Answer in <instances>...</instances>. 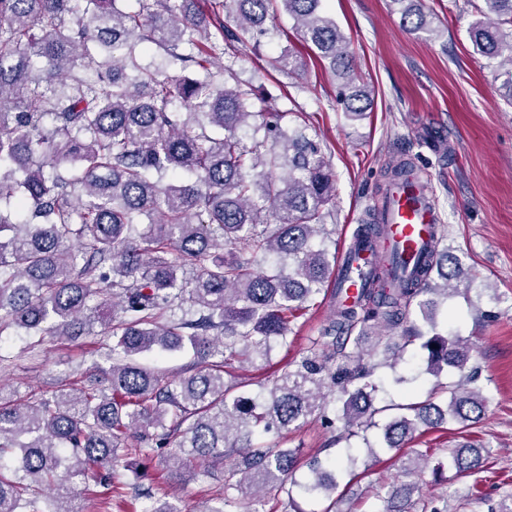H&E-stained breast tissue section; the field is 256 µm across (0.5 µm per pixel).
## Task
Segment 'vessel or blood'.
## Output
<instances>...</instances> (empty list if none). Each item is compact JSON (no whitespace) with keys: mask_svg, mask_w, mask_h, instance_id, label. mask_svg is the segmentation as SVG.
I'll list each match as a JSON object with an SVG mask.
<instances>
[{"mask_svg":"<svg viewBox=\"0 0 512 512\" xmlns=\"http://www.w3.org/2000/svg\"><path fill=\"white\" fill-rule=\"evenodd\" d=\"M426 176L414 179L413 187L395 185L378 206V221L386 228L387 243L398 248L401 274H409L415 260L431 241L434 227L439 222L436 208L426 188ZM381 261L374 249H363L353 257H341L334 281L343 282L345 293L338 298V306L352 302L361 287V277L369 267Z\"/></svg>","mask_w":512,"mask_h":512,"instance_id":"b4317fda","label":"vessel or blood"}]
</instances>
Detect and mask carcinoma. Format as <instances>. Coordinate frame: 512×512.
<instances>
[{
	"instance_id": "obj_1",
	"label": "carcinoma",
	"mask_w": 512,
	"mask_h": 512,
	"mask_svg": "<svg viewBox=\"0 0 512 512\" xmlns=\"http://www.w3.org/2000/svg\"><path fill=\"white\" fill-rule=\"evenodd\" d=\"M408 2L403 26L431 30L422 0ZM0 0V200L29 211L18 221L0 211V333L87 336L110 316L112 365L104 385L59 390L21 403L0 386V512H46L48 491L119 490L114 468L168 449L172 470L236 456L224 467V496L206 512H226L280 494L295 503L331 497L333 472L353 470L352 438L370 429L367 457L399 448L420 427L477 423L490 397L471 369L408 413L375 421L376 377L400 352H366L357 328L389 333L411 319L412 300L430 329H404L402 346L421 341L425 372L464 370L472 347L437 332L436 301L457 292V259L434 248L427 266L400 288L380 273L334 316L317 351L273 378L261 401L224 380L227 361L268 359L287 341L290 317L324 292L332 267L325 206L335 181L319 143L283 128L279 115L253 110L256 88L218 65L223 13L260 43L278 11L301 41L326 61L344 89L345 110L370 106L336 22L322 0ZM470 26L474 48L512 76V0H483ZM509 29H504V26ZM206 72L200 82L140 63L141 45ZM273 66L300 74L299 51ZM235 84L228 85V80ZM253 129L250 142L242 131ZM262 137H257L258 132ZM415 177L393 160L388 184ZM274 254L262 271L252 264ZM192 351V374L170 379L140 363L142 354ZM339 394L341 407L330 399ZM320 418L345 443V455L300 464L298 449L255 436ZM487 445L459 444L446 461L416 453L408 473L448 467L464 477L481 469ZM308 474L296 478L302 467ZM416 485L393 489L384 512H447L434 499L411 500Z\"/></svg>"
}]
</instances>
